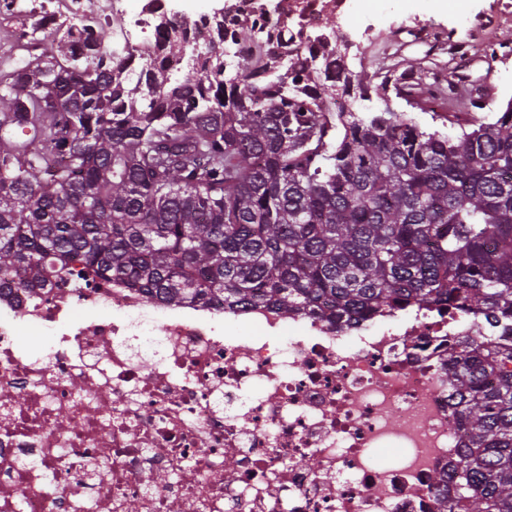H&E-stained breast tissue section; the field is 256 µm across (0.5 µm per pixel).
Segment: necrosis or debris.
Masks as SVG:
<instances>
[{"mask_svg":"<svg viewBox=\"0 0 512 512\" xmlns=\"http://www.w3.org/2000/svg\"><path fill=\"white\" fill-rule=\"evenodd\" d=\"M46 2L109 20L121 57L151 28L112 0ZM474 320L416 307L336 325L16 274L0 290V512H440L432 478L462 439L442 367Z\"/></svg>","mask_w":512,"mask_h":512,"instance_id":"1","label":"necrosis or debris"}]
</instances>
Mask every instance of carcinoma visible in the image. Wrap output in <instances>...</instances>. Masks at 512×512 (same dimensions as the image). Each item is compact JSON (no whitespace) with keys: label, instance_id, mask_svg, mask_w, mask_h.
<instances>
[{"label":"carcinoma","instance_id":"obj_1","mask_svg":"<svg viewBox=\"0 0 512 512\" xmlns=\"http://www.w3.org/2000/svg\"><path fill=\"white\" fill-rule=\"evenodd\" d=\"M300 2L187 17L149 0L162 37L134 81L104 24L28 11L17 40L53 38L0 79V276L42 286L79 262L161 302L336 322L480 312L493 331L448 363L463 440L435 483L442 512H512V99L455 135L422 130L389 90L456 84L354 80L335 0ZM338 88L362 106L331 112Z\"/></svg>","mask_w":512,"mask_h":512}]
</instances>
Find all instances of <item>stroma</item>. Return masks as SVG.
<instances>
[{
	"label": "stroma",
	"instance_id": "stroma-1",
	"mask_svg": "<svg viewBox=\"0 0 512 512\" xmlns=\"http://www.w3.org/2000/svg\"><path fill=\"white\" fill-rule=\"evenodd\" d=\"M339 13L353 72L377 84L388 66L420 59L424 82L442 73L477 98L465 109L445 98L390 96L391 108L422 129L453 134L476 119H494L512 99V46L488 51L512 34V0H448L443 13L422 12L414 0H343Z\"/></svg>",
	"mask_w": 512,
	"mask_h": 512
}]
</instances>
